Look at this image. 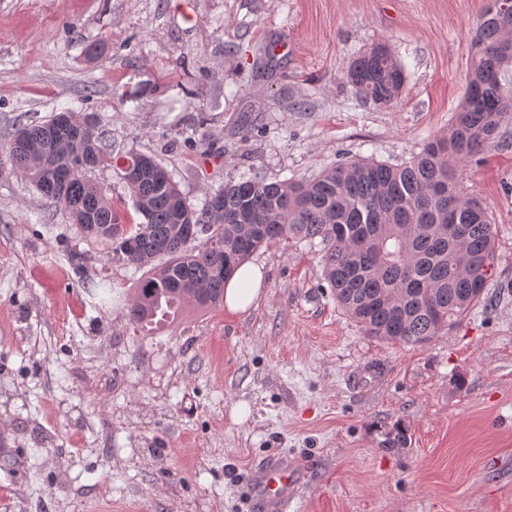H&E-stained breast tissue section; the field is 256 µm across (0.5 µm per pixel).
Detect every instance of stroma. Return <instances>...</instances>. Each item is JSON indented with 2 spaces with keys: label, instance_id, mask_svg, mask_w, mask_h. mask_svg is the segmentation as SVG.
I'll use <instances>...</instances> for the list:
<instances>
[{
  "label": "stroma",
  "instance_id": "obj_1",
  "mask_svg": "<svg viewBox=\"0 0 512 512\" xmlns=\"http://www.w3.org/2000/svg\"><path fill=\"white\" fill-rule=\"evenodd\" d=\"M488 3L0 0V143L92 113L112 154L154 155L196 206L254 174L399 165L447 133ZM378 43L407 75L390 107L343 76ZM458 174L491 208L494 266L415 345L365 335L292 239L253 255L247 312L135 329L138 271L0 175V512H256L247 475L277 453L306 469L294 512H512V119ZM398 427L406 445L384 447Z\"/></svg>",
  "mask_w": 512,
  "mask_h": 512
}]
</instances>
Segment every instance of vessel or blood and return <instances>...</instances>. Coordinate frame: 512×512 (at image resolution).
Instances as JSON below:
<instances>
[{"mask_svg":"<svg viewBox=\"0 0 512 512\" xmlns=\"http://www.w3.org/2000/svg\"><path fill=\"white\" fill-rule=\"evenodd\" d=\"M303 475L304 470L297 461L274 456L254 469L248 493L255 497L262 512H289L297 497L295 488Z\"/></svg>","mask_w":512,"mask_h":512,"instance_id":"b4317fda","label":"vessel or blood"}]
</instances>
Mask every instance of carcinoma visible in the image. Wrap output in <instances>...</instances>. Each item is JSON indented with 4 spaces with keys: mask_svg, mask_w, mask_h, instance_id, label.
Masks as SVG:
<instances>
[{
    "mask_svg": "<svg viewBox=\"0 0 512 512\" xmlns=\"http://www.w3.org/2000/svg\"><path fill=\"white\" fill-rule=\"evenodd\" d=\"M497 0L471 41L466 94L445 135L427 139L410 161L348 160L308 181L255 175L225 184L196 208L168 170L140 152L116 170L143 221L130 231L109 188L89 173L112 165L107 129L74 110L22 124L0 146V174L21 173L70 223L143 275L127 306L129 322L155 329L186 307L224 303V281L261 247L284 238L319 242L323 277L336 303L368 336L404 344L429 340L480 302L494 260L488 205L468 195L457 168L495 137L512 115V35L498 23ZM345 76L360 98L379 106L401 94V64L378 44ZM208 234L196 243L190 230Z\"/></svg>",
    "mask_w": 512,
    "mask_h": 512,
    "instance_id": "carcinoma-1",
    "label": "carcinoma"
}]
</instances>
